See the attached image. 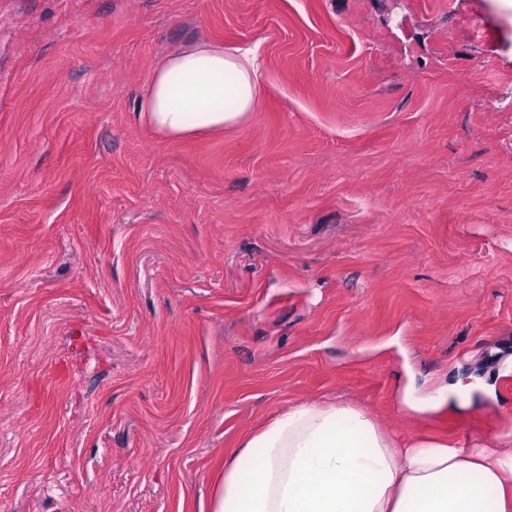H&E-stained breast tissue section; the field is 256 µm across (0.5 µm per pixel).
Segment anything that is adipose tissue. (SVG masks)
Instances as JSON below:
<instances>
[{"label": "adipose tissue", "instance_id": "obj_1", "mask_svg": "<svg viewBox=\"0 0 512 512\" xmlns=\"http://www.w3.org/2000/svg\"><path fill=\"white\" fill-rule=\"evenodd\" d=\"M260 68L254 46L183 45L150 73L146 120L174 140L238 126ZM210 512H512V445L399 439L357 404L299 400L225 455Z\"/></svg>", "mask_w": 512, "mask_h": 512}]
</instances>
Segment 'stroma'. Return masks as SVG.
<instances>
[{
	"mask_svg": "<svg viewBox=\"0 0 512 512\" xmlns=\"http://www.w3.org/2000/svg\"><path fill=\"white\" fill-rule=\"evenodd\" d=\"M199 40L260 95L174 141L145 85ZM322 398L512 432V0H0V512H207Z\"/></svg>",
	"mask_w": 512,
	"mask_h": 512,
	"instance_id": "stroma-1",
	"label": "stroma"
}]
</instances>
